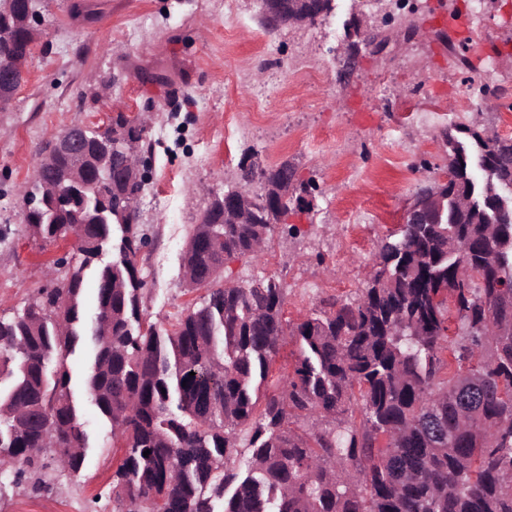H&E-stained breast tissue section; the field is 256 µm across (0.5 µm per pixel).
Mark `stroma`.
I'll list each match as a JSON object with an SVG mask.
<instances>
[{
  "label": "stroma",
  "instance_id": "obj_1",
  "mask_svg": "<svg viewBox=\"0 0 512 512\" xmlns=\"http://www.w3.org/2000/svg\"><path fill=\"white\" fill-rule=\"evenodd\" d=\"M41 0L44 36L21 87L0 111V314L20 310L45 284L63 244L27 232L23 194L42 149L70 126L144 122L151 165L137 256L147 275L144 317L172 328L203 296L188 288L182 254L211 194L236 181L253 150L265 165L294 162L314 185V206L289 207L264 254L229 263L223 278L268 276L285 289L289 327L322 302L361 293L384 238L418 186L448 163L439 133L463 123L512 136V0H334L312 25L269 33L261 0ZM387 42L343 72L351 15ZM416 20L425 35L407 39ZM425 110L438 111L424 122ZM80 489L42 497V512H87L124 450L92 405Z\"/></svg>",
  "mask_w": 512,
  "mask_h": 512
}]
</instances>
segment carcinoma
<instances>
[{
    "label": "carcinoma",
    "mask_w": 512,
    "mask_h": 512,
    "mask_svg": "<svg viewBox=\"0 0 512 512\" xmlns=\"http://www.w3.org/2000/svg\"><path fill=\"white\" fill-rule=\"evenodd\" d=\"M38 2L12 0L0 12V57L23 36L15 16ZM332 2L280 5L286 16L306 8L316 20ZM124 123L88 131L98 191L75 197L80 223L67 211L27 223L35 241L70 235L76 246L21 310L0 315V496L80 485L92 451L86 400L125 448L92 512H171L174 503L177 512H512V296L503 289L512 285V223H496L494 213L512 212V137L442 130L451 184L469 202L451 189L431 195L420 223L389 234L357 301L288 333L298 345L294 371L267 394L261 384L288 335L283 287L273 277L261 288L226 285L211 269L259 257L288 205H264L253 184L280 185L293 171L279 163L256 175L238 163L254 221L226 220L224 205L210 203L193 234L214 247L187 251L182 263L197 274L187 286L206 295L161 330L142 319L136 257L146 235L126 211V195L143 185L119 180L121 164L106 154ZM70 169L67 156L42 166L27 196ZM487 240L494 248L473 255L475 275L461 281L463 245ZM104 253L112 260L101 262ZM83 350L87 367L75 383L70 358ZM465 363L480 379L502 381L503 396L463 407L456 389ZM430 413L448 428L442 442L421 428ZM243 428L247 457L231 467Z\"/></svg>",
    "instance_id": "1"
}]
</instances>
